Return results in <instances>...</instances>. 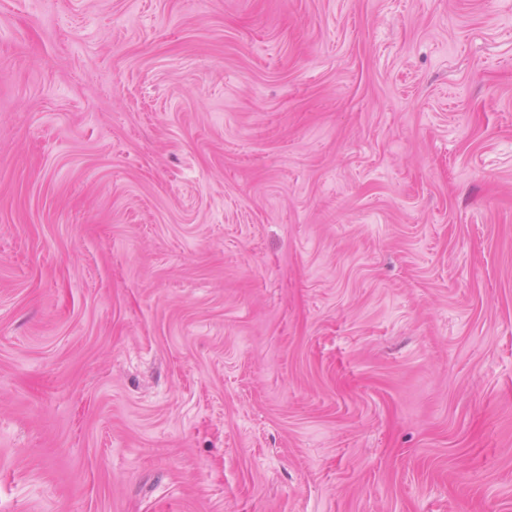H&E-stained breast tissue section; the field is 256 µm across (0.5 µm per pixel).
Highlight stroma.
<instances>
[{
	"instance_id": "obj_1",
	"label": "stroma",
	"mask_w": 512,
	"mask_h": 512,
	"mask_svg": "<svg viewBox=\"0 0 512 512\" xmlns=\"http://www.w3.org/2000/svg\"><path fill=\"white\" fill-rule=\"evenodd\" d=\"M0 512H512V0H0Z\"/></svg>"
}]
</instances>
